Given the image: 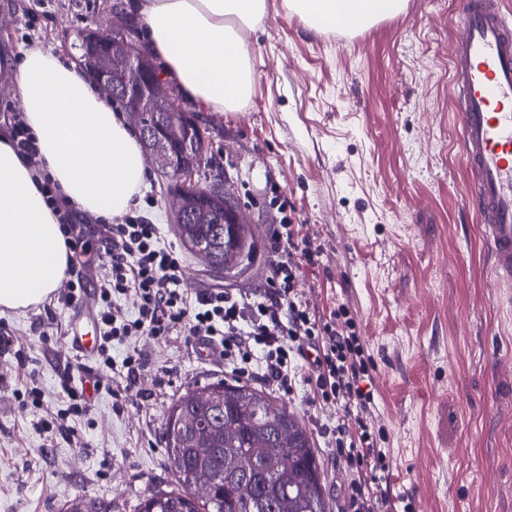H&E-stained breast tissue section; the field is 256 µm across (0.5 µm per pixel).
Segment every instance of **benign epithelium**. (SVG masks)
I'll use <instances>...</instances> for the list:
<instances>
[{
  "mask_svg": "<svg viewBox=\"0 0 512 512\" xmlns=\"http://www.w3.org/2000/svg\"><path fill=\"white\" fill-rule=\"evenodd\" d=\"M79 47V67L105 97L124 98L128 119L142 134L148 163L173 179L171 218L187 219L193 197L203 194L232 205V223H248L232 181L212 168L206 128L183 104L155 58L139 46L126 17L116 10L108 22L84 29Z\"/></svg>",
  "mask_w": 512,
  "mask_h": 512,
  "instance_id": "benign-epithelium-1",
  "label": "benign epithelium"
}]
</instances>
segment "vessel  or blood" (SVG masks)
Instances as JSON below:
<instances>
[{"instance_id":"1","label":"vessel or blood","mask_w":512,"mask_h":512,"mask_svg":"<svg viewBox=\"0 0 512 512\" xmlns=\"http://www.w3.org/2000/svg\"><path fill=\"white\" fill-rule=\"evenodd\" d=\"M452 24L462 33L451 61L459 115L465 198L475 212L496 287L512 288V10L491 0H460ZM71 348L90 354L95 337L71 321Z\"/></svg>"}]
</instances>
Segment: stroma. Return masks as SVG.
I'll return each instance as SVG.
<instances>
[{"label": "stroma", "instance_id": "obj_1", "mask_svg": "<svg viewBox=\"0 0 512 512\" xmlns=\"http://www.w3.org/2000/svg\"><path fill=\"white\" fill-rule=\"evenodd\" d=\"M129 0H0V134L20 117L13 75L40 48L74 59L78 34ZM459 0H408L405 11L344 35L317 33L267 0L243 34L258 73L236 112L198 108L211 151L252 212L246 268L224 275L185 253L187 288L262 292L273 229L288 215L323 248L305 269L309 299L346 304L377 366L372 426L390 439L394 496L414 512H512V291L495 287L481 229L465 203L457 155L450 58L460 37ZM169 178L150 172L136 207L178 237ZM71 270L96 291L107 262L104 223L74 217ZM68 284L22 315L0 316L16 354L0 359V512H63L82 497L94 512H137L144 494L175 487L162 437L164 414L186 389L231 381L182 333L139 344L135 383L82 358L66 343ZM102 383L86 416L62 418L63 375L80 387L85 368ZM307 364L281 394L312 434L330 512H345L347 471L319 426L332 406L309 402ZM39 405L23 407L26 388ZM67 421L73 434L45 436L39 421Z\"/></svg>", "mask_w": 512, "mask_h": 512}]
</instances>
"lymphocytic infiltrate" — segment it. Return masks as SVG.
<instances>
[{"label": "lymphocytic infiltrate", "instance_id": "f902f5d3", "mask_svg": "<svg viewBox=\"0 0 512 512\" xmlns=\"http://www.w3.org/2000/svg\"><path fill=\"white\" fill-rule=\"evenodd\" d=\"M109 231L107 273L98 291L104 363H111L113 345L124 346L120 369L135 380L141 339L177 330L210 344L235 376L289 392L295 358H308L312 402L341 408L335 420L322 424L321 434L349 473L347 512H395L386 488L388 437L369 426L376 403L364 383L375 366L345 306L324 315L311 305L301 269L318 265L322 248L302 225L285 217L276 226L266 287L250 297L223 288L189 292L180 249L164 243L160 225L144 216L125 214ZM128 298L135 301L131 313L123 306Z\"/></svg>", "mask_w": 512, "mask_h": 512}]
</instances>
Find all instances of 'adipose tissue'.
Segmentation results:
<instances>
[{
    "label": "adipose tissue",
    "mask_w": 512,
    "mask_h": 512,
    "mask_svg": "<svg viewBox=\"0 0 512 512\" xmlns=\"http://www.w3.org/2000/svg\"><path fill=\"white\" fill-rule=\"evenodd\" d=\"M407 0H284L317 32L356 33L402 13ZM266 0H137L141 45L166 76L214 112L237 111L258 74L243 33ZM14 82L35 156L0 135V314L49 300L70 266L66 237L35 183L46 170L65 200L113 220L138 203L148 170L137 133L73 64L39 48L19 62Z\"/></svg>",
    "instance_id": "ef3b65f1"
}]
</instances>
